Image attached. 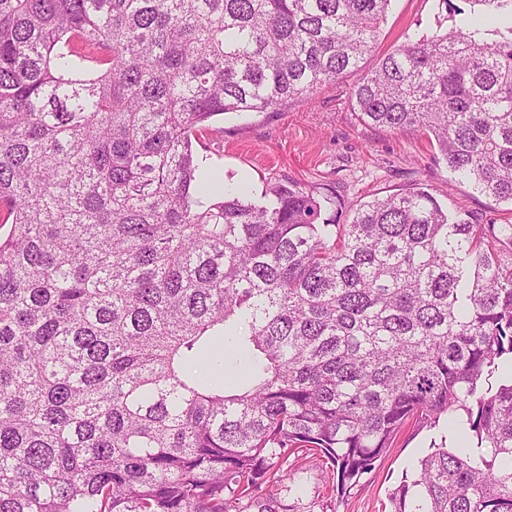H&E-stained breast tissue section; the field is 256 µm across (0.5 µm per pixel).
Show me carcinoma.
<instances>
[{
    "label": "carcinoma",
    "instance_id": "carcinoma-1",
    "mask_svg": "<svg viewBox=\"0 0 512 512\" xmlns=\"http://www.w3.org/2000/svg\"><path fill=\"white\" fill-rule=\"evenodd\" d=\"M467 2L351 102L512 202V0ZM390 3L0 0V512H273L412 420L460 436L391 512H512V224L417 184L216 194L192 149L358 67Z\"/></svg>",
    "mask_w": 512,
    "mask_h": 512
}]
</instances>
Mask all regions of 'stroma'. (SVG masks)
<instances>
[{
	"instance_id": "1",
	"label": "stroma",
	"mask_w": 512,
	"mask_h": 512,
	"mask_svg": "<svg viewBox=\"0 0 512 512\" xmlns=\"http://www.w3.org/2000/svg\"><path fill=\"white\" fill-rule=\"evenodd\" d=\"M451 24L440 0H391L375 53L361 69L275 111L228 114L214 121L211 132L193 143L200 162L223 182L247 181L256 198L270 185L294 182L356 204L421 183L450 211L476 223L512 222V205L455 179L421 133L363 125L351 106L352 88L377 56ZM431 438L429 431L404 428L374 469L346 494L334 491L332 472L315 461L284 481L277 496L288 512H390L391 491L403 471L425 454Z\"/></svg>"
}]
</instances>
